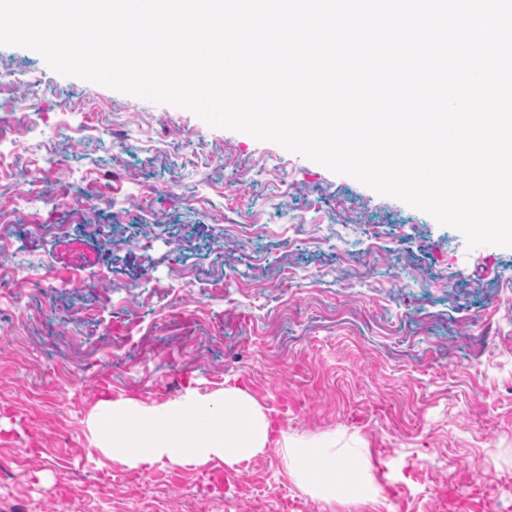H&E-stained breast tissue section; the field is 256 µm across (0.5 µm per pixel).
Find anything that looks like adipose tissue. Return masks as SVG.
<instances>
[{"instance_id":"obj_1","label":"adipose tissue","mask_w":512,"mask_h":512,"mask_svg":"<svg viewBox=\"0 0 512 512\" xmlns=\"http://www.w3.org/2000/svg\"><path fill=\"white\" fill-rule=\"evenodd\" d=\"M93 411L90 429L104 456L132 468L214 460L232 466L275 446L284 449L289 473L321 494L342 458L335 437L314 445L295 440L247 388L237 385L206 398L188 396L162 406L101 400ZM101 413L111 415V429L100 426Z\"/></svg>"}]
</instances>
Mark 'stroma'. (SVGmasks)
Returning <instances> with one entry per match:
<instances>
[{"mask_svg": "<svg viewBox=\"0 0 512 512\" xmlns=\"http://www.w3.org/2000/svg\"><path fill=\"white\" fill-rule=\"evenodd\" d=\"M1 74L30 104L21 164L38 193L94 204L15 218L6 262L84 269L0 297V454L19 459L0 512H512V247L468 248L351 176L60 75L32 49L0 46ZM56 125L84 182L39 167ZM87 362L95 376L59 378ZM234 384L294 439H362L375 498L343 478L330 501L305 490L274 447L130 469L89 429L100 399L160 406Z\"/></svg>", "mask_w": 512, "mask_h": 512, "instance_id": "stroma-1", "label": "stroma"}]
</instances>
